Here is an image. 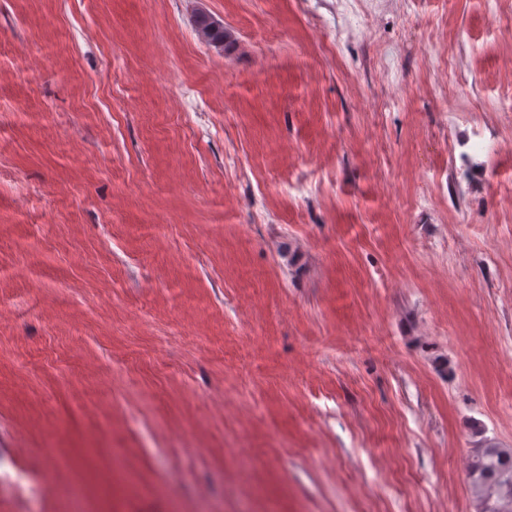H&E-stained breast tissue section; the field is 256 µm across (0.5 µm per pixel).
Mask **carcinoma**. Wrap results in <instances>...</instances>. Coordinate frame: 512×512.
Instances as JSON below:
<instances>
[{
  "label": "carcinoma",
  "instance_id": "obj_1",
  "mask_svg": "<svg viewBox=\"0 0 512 512\" xmlns=\"http://www.w3.org/2000/svg\"><path fill=\"white\" fill-rule=\"evenodd\" d=\"M198 37L209 46L228 50L236 43L231 29L204 12L195 21ZM471 492L485 504V512H512V448L490 445L474 450L468 465Z\"/></svg>",
  "mask_w": 512,
  "mask_h": 512
}]
</instances>
